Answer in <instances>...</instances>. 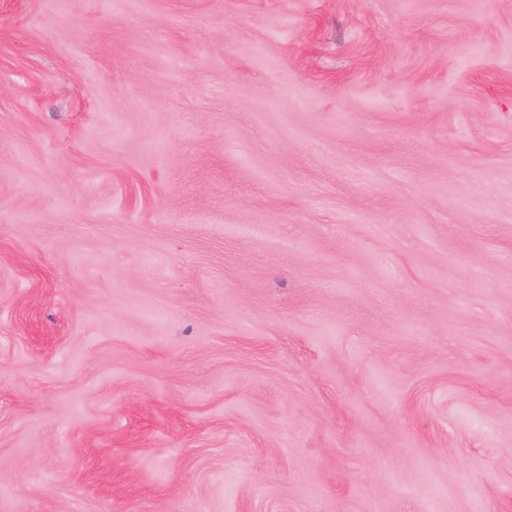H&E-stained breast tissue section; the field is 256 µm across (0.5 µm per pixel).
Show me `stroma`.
<instances>
[{"instance_id": "1", "label": "stroma", "mask_w": 512, "mask_h": 512, "mask_svg": "<svg viewBox=\"0 0 512 512\" xmlns=\"http://www.w3.org/2000/svg\"><path fill=\"white\" fill-rule=\"evenodd\" d=\"M0 512H512V0H0Z\"/></svg>"}]
</instances>
